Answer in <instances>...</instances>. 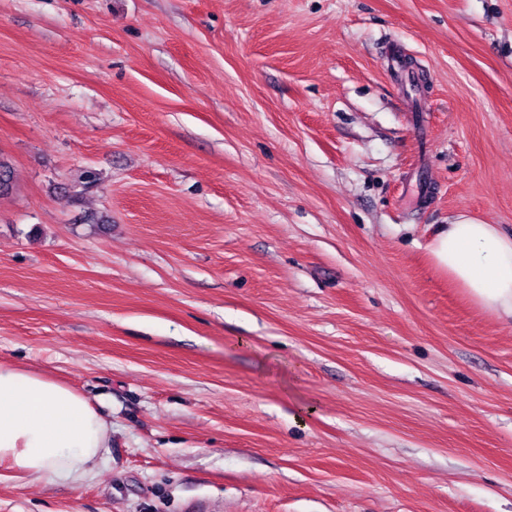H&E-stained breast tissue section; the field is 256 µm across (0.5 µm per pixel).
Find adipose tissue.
I'll return each instance as SVG.
<instances>
[{
    "label": "adipose tissue",
    "mask_w": 512,
    "mask_h": 512,
    "mask_svg": "<svg viewBox=\"0 0 512 512\" xmlns=\"http://www.w3.org/2000/svg\"><path fill=\"white\" fill-rule=\"evenodd\" d=\"M430 253L483 309L512 318V231L462 217L438 227ZM111 434V423L82 393L0 362V465L76 485L103 462Z\"/></svg>",
    "instance_id": "obj_1"
}]
</instances>
